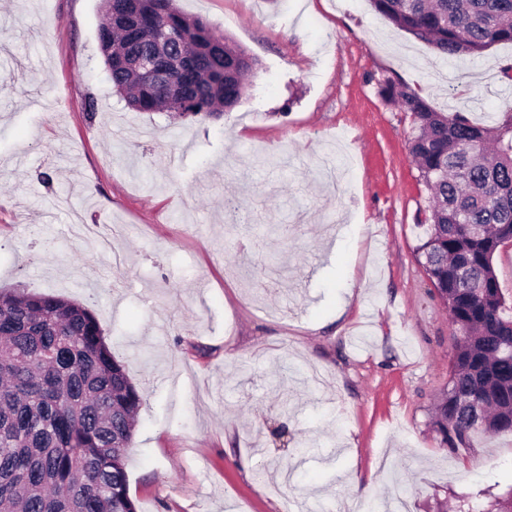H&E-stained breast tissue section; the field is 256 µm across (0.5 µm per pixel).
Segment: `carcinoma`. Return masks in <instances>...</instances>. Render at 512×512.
I'll return each mask as SVG.
<instances>
[{
  "label": "carcinoma",
  "instance_id": "carcinoma-1",
  "mask_svg": "<svg viewBox=\"0 0 512 512\" xmlns=\"http://www.w3.org/2000/svg\"><path fill=\"white\" fill-rule=\"evenodd\" d=\"M448 57L512 43V0H369ZM98 40L112 89L140 113L190 121L234 108L258 63L175 0H102ZM164 42L170 55L155 54ZM382 93L414 124L429 194L417 251L456 329L434 426L449 448L512 433V301L493 257L512 242V108L493 125L441 112L411 86ZM144 402L99 321L57 295L0 292V512H137L125 458ZM458 512H509L512 489L458 496Z\"/></svg>",
  "mask_w": 512,
  "mask_h": 512
}]
</instances>
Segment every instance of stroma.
Wrapping results in <instances>:
<instances>
[{
	"mask_svg": "<svg viewBox=\"0 0 512 512\" xmlns=\"http://www.w3.org/2000/svg\"><path fill=\"white\" fill-rule=\"evenodd\" d=\"M261 65L220 119L128 108L100 0H0V290L88 306L144 403L140 512H436L512 488V434L433 428L455 328L417 251L405 83L491 125L512 44L442 57L369 0H177ZM97 110L85 112V98ZM119 226L109 251L74 223Z\"/></svg>",
	"mask_w": 512,
	"mask_h": 512,
	"instance_id": "35a3bbf8",
	"label": "stroma"
}]
</instances>
